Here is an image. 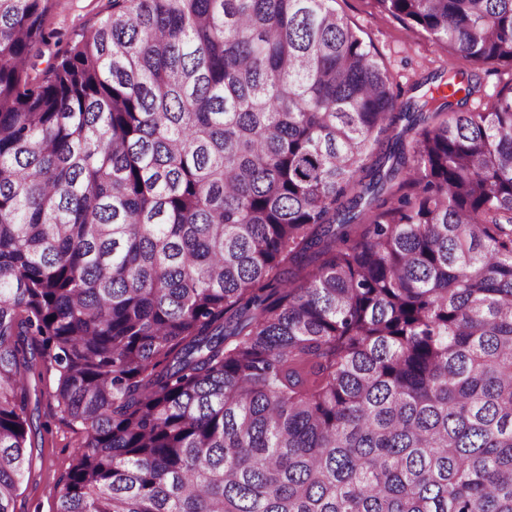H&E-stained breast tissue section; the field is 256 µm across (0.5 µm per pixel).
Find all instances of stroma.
Returning a JSON list of instances; mask_svg holds the SVG:
<instances>
[{
    "instance_id": "35a3bbf8",
    "label": "stroma",
    "mask_w": 512,
    "mask_h": 512,
    "mask_svg": "<svg viewBox=\"0 0 512 512\" xmlns=\"http://www.w3.org/2000/svg\"><path fill=\"white\" fill-rule=\"evenodd\" d=\"M335 8L359 28L371 43L403 97H411L416 86L447 76L449 67L466 70L478 91L461 105L470 110L492 101L512 82V67L502 64L475 66L453 58L420 29L380 11L376 0H336ZM111 9V0H56L45 18L49 35L42 57L32 71L41 77L48 65L92 31ZM56 374L44 369L30 377L27 416L31 422L32 464L20 485L17 512H56L58 491L71 468L77 447L84 442L83 426L69 423L53 398Z\"/></svg>"
}]
</instances>
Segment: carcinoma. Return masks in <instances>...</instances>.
<instances>
[{"label": "carcinoma", "instance_id": "cac0c4a2", "mask_svg": "<svg viewBox=\"0 0 512 512\" xmlns=\"http://www.w3.org/2000/svg\"><path fill=\"white\" fill-rule=\"evenodd\" d=\"M0 0V512H512V84L418 103L336 0ZM512 66V0H377ZM401 132L389 137L397 122ZM45 18L44 28L49 35L42 57L34 59L31 76L41 78L48 65L56 62L67 50L81 40L110 12V0H57ZM55 388L54 370L42 367L30 373L27 416L32 426V448L27 451L32 464L18 491L17 512L56 511L62 480L74 463L76 448L86 437L83 426L69 423L59 412L52 396Z\"/></svg>", "mask_w": 512, "mask_h": 512}]
</instances>
